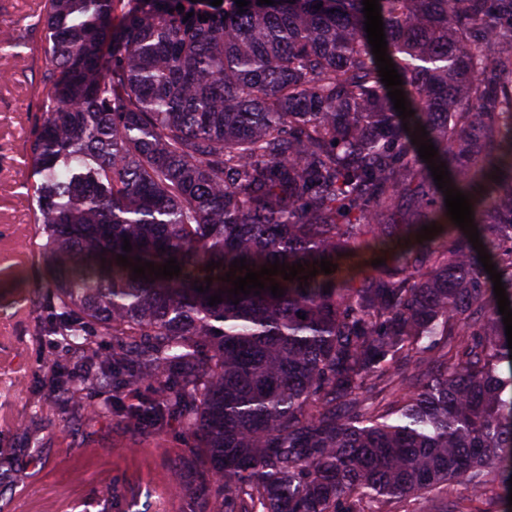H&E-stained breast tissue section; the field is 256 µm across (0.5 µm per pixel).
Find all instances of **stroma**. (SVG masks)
I'll use <instances>...</instances> for the list:
<instances>
[{"instance_id":"obj_1","label":"stroma","mask_w":512,"mask_h":512,"mask_svg":"<svg viewBox=\"0 0 512 512\" xmlns=\"http://www.w3.org/2000/svg\"><path fill=\"white\" fill-rule=\"evenodd\" d=\"M15 58L0 51V267L18 266V278L0 276V512H41L55 501L66 512H158L156 484L183 488L174 512H198L209 487L208 464L176 420L140 425L124 409L149 399L132 386L114 395L111 416L88 427L58 411L36 413L50 401L48 378L59 356L45 347L50 291L36 252L37 204L24 189L31 172L21 158L25 133L38 112V70L14 72Z\"/></svg>"}]
</instances>
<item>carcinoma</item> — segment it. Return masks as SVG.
<instances>
[{
	"label": "carcinoma",
	"mask_w": 512,
	"mask_h": 512,
	"mask_svg": "<svg viewBox=\"0 0 512 512\" xmlns=\"http://www.w3.org/2000/svg\"><path fill=\"white\" fill-rule=\"evenodd\" d=\"M177 2L44 0L27 32L0 29L23 72L42 33L24 188L47 236L46 335L90 364L52 377L57 409L93 425L111 391L147 385L130 418L177 419L219 474L199 512H482L512 477V350L411 133L469 196L512 301V0H379L404 120L362 0L205 21ZM424 225L442 231L419 241ZM119 254L181 271L135 279ZM240 258L318 273L235 305L222 277L245 276Z\"/></svg>",
	"instance_id": "1"
}]
</instances>
